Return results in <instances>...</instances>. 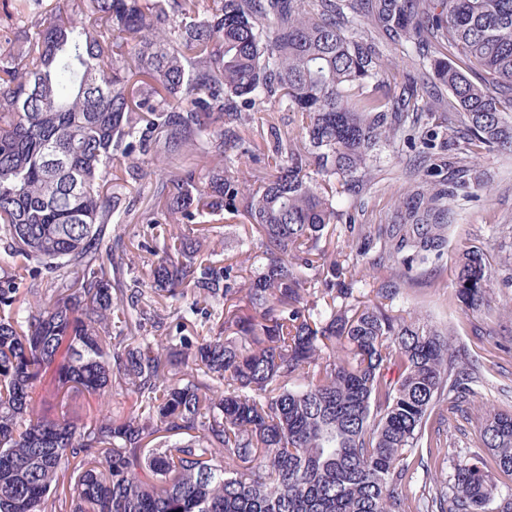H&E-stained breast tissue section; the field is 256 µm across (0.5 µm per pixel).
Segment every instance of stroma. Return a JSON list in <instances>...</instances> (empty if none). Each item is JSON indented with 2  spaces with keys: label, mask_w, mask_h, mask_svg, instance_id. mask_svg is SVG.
<instances>
[{
  "label": "stroma",
  "mask_w": 512,
  "mask_h": 512,
  "mask_svg": "<svg viewBox=\"0 0 512 512\" xmlns=\"http://www.w3.org/2000/svg\"><path fill=\"white\" fill-rule=\"evenodd\" d=\"M412 155L407 148L396 155L383 152L362 194L337 195L340 224L352 219L374 228L390 223L395 203L413 178ZM468 165L471 183L487 184L489 193L450 200L454 227L448 250L438 263L437 287L418 282L405 286L394 308L399 314L413 313L435 325L454 326L453 345L464 350L481 373L473 385L474 404L489 399L512 411V356L496 348L500 342L512 345V155L481 150L472 153ZM475 244L487 245L505 262L492 269L489 307L472 312L455 298V261L459 252ZM433 425L440 430L442 447L433 455L427 448H418L410 456L409 495L413 498L422 494L427 469H436L447 479L456 464L489 455L480 439L478 419L467 421L446 409L434 417Z\"/></svg>",
  "instance_id": "35a3bbf8"
}]
</instances>
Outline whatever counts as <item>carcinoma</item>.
<instances>
[{
	"label": "carcinoma",
	"instance_id": "1",
	"mask_svg": "<svg viewBox=\"0 0 512 512\" xmlns=\"http://www.w3.org/2000/svg\"><path fill=\"white\" fill-rule=\"evenodd\" d=\"M0 31V512H405L408 453L476 379L451 327L393 310L448 248L451 190L424 152L393 223L339 261L320 248L337 232L328 189L367 186L380 147L416 139L409 114L433 110L417 74L387 88L377 35L453 98L422 140L512 153V0H0ZM256 136L274 168L230 175L228 152L250 158ZM189 156L207 160L203 177L157 184L144 220L162 241L129 283L135 261L114 252L127 255L133 209L108 192L112 169L132 160L137 181L139 160ZM205 214L244 222L265 262L239 280L204 259ZM492 261L482 244L457 257L473 311ZM32 265L45 288L23 286ZM186 290L222 309L193 303L176 312L181 335L152 334L155 299ZM203 314L211 335L183 334ZM118 390L138 409L113 411ZM77 393L95 399L83 425ZM478 412L512 476V412ZM497 496L488 464H465L424 508L512 512Z\"/></svg>",
	"mask_w": 512,
	"mask_h": 512
}]
</instances>
